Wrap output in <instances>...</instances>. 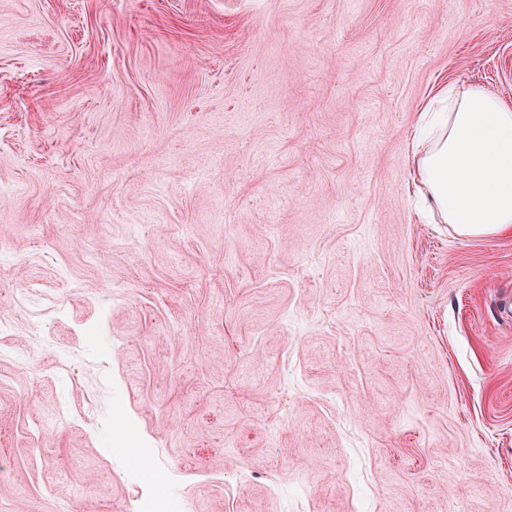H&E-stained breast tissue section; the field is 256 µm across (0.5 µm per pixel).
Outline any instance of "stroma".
<instances>
[{"mask_svg":"<svg viewBox=\"0 0 512 512\" xmlns=\"http://www.w3.org/2000/svg\"><path fill=\"white\" fill-rule=\"evenodd\" d=\"M512 0H0V512H512V234L415 196Z\"/></svg>","mask_w":512,"mask_h":512,"instance_id":"obj_1","label":"stroma"}]
</instances>
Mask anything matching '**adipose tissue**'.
<instances>
[{"instance_id": "obj_1", "label": "adipose tissue", "mask_w": 512, "mask_h": 512, "mask_svg": "<svg viewBox=\"0 0 512 512\" xmlns=\"http://www.w3.org/2000/svg\"><path fill=\"white\" fill-rule=\"evenodd\" d=\"M415 152L425 202L464 237L512 232V107L474 87H449Z\"/></svg>"}]
</instances>
